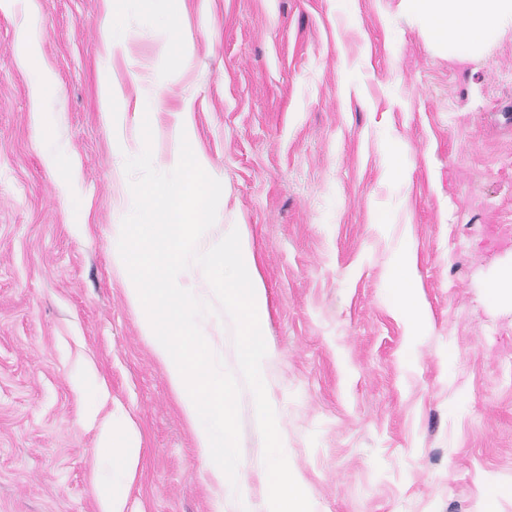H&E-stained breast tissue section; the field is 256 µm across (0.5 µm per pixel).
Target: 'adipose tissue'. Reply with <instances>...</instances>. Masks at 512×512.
Wrapping results in <instances>:
<instances>
[{
	"instance_id": "obj_1",
	"label": "adipose tissue",
	"mask_w": 512,
	"mask_h": 512,
	"mask_svg": "<svg viewBox=\"0 0 512 512\" xmlns=\"http://www.w3.org/2000/svg\"><path fill=\"white\" fill-rule=\"evenodd\" d=\"M406 5L424 23L431 41L458 58L468 57L502 20L512 19V0H406ZM415 279L412 247L406 242L393 263L388 286L396 313L413 335L428 318Z\"/></svg>"
}]
</instances>
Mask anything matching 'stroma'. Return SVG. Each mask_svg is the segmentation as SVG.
Instances as JSON below:
<instances>
[{"label": "stroma", "instance_id": "1", "mask_svg": "<svg viewBox=\"0 0 512 512\" xmlns=\"http://www.w3.org/2000/svg\"><path fill=\"white\" fill-rule=\"evenodd\" d=\"M112 12L125 48L105 54ZM165 0H0V512H236L213 484L166 372L128 304L112 227L130 212L118 138L158 114L154 163L189 108L222 185L217 219L247 225L266 290L265 381L312 512H512V22L461 61L402 0H185V58ZM54 88L34 99L31 84ZM114 87L121 132L101 117ZM403 173H391L393 163ZM81 205H65V185ZM429 320L416 336L387 282L403 237ZM237 372L233 324L200 320ZM241 457L264 465L254 396ZM128 425L133 476L100 438Z\"/></svg>", "mask_w": 512, "mask_h": 512}]
</instances>
